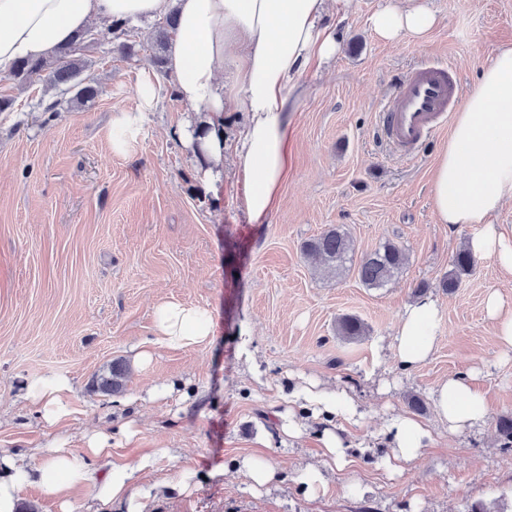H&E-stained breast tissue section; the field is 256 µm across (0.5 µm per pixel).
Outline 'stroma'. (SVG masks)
<instances>
[{
	"mask_svg": "<svg viewBox=\"0 0 512 512\" xmlns=\"http://www.w3.org/2000/svg\"><path fill=\"white\" fill-rule=\"evenodd\" d=\"M388 0H351L340 48L328 64L306 71L293 101V163L283 204L263 223L243 209L244 179L224 155L222 189L204 192L197 163L179 137L186 105L161 80L160 102L145 113L134 141L114 149L113 119L138 109L137 75L151 68L154 21L132 23L138 56L113 50L110 25H92L84 50L94 100L47 111L57 91L47 82L0 78L13 109L0 112V450L35 453L61 440L79 449L106 422L124 420L130 437L114 436L115 453L149 455L148 483L199 475L184 495H160L152 512H473L512 497V447L497 431L512 418V353L503 354L485 310L499 290L512 310V274L478 258L458 288L440 283L476 225L438 223L430 182L448 142L439 133L408 162L383 141L380 103L414 67L453 61L463 89L477 81L496 50L512 44V0H427L439 25L424 39H380L370 17ZM333 225L345 228L357 254L390 240L408 258L383 288L355 274L327 278L301 251ZM441 314L432 359L402 370L391 347L405 308L420 295ZM180 301L208 307L211 342L156 349L145 369L132 352L154 336L156 307ZM357 316L366 336H338L340 317ZM252 322V360L239 353L240 323ZM127 364L122 392L96 386L111 363ZM488 404L482 427L448 431L431 389L462 367ZM73 383L70 414L47 422L21 399L25 383L48 375ZM318 379L346 390L363 418L345 426L346 467L326 470L328 490L305 494L294 465L320 459L321 425L283 444L277 385ZM178 383L168 399L151 389ZM420 406H413V399ZM399 414L418 415L434 444L402 472L388 473L380 429ZM265 444H258L259 431ZM260 453L282 482L252 493L246 477L209 478V464Z\"/></svg>",
	"mask_w": 512,
	"mask_h": 512,
	"instance_id": "obj_1",
	"label": "stroma"
}]
</instances>
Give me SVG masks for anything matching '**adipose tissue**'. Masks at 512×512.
<instances>
[{"label":"adipose tissue","mask_w":512,"mask_h":512,"mask_svg":"<svg viewBox=\"0 0 512 512\" xmlns=\"http://www.w3.org/2000/svg\"><path fill=\"white\" fill-rule=\"evenodd\" d=\"M326 0H0V75L10 73L16 61L53 55L85 31L92 21H135L175 13L179 26L168 67L175 76V92L193 112L181 134L193 147L202 180L211 181L224 164L226 104L246 112L247 122L236 150L238 171L247 181L245 210L262 223L277 210L291 164L292 92L312 64L332 58L338 47V27L326 23ZM438 23L423 0H391L372 18L374 31L392 41L405 36L421 39ZM232 66L237 82L225 91L219 76ZM137 95L139 109L116 120L129 137H136L143 113L156 108L158 83L151 70H141ZM431 198L438 223L475 224L479 230L467 242L476 256L489 257L512 271V233L491 223L490 217L512 201V46L500 48L482 68L455 113L448 143L442 150L431 181ZM155 340L165 348H189L211 341V311L199 305L166 302L155 309ZM440 313L434 301L422 298L408 305L399 319L392 348L404 370L425 365L438 340ZM472 372L440 380L431 395L449 431L483 426L488 416L485 397L473 384ZM73 389L69 379L52 375L29 385L28 403L39 406L48 418L68 413ZM288 404L282 430L300 437L304 413L322 422L323 466L348 463L334 420L357 424L360 413L353 397L342 389L328 390L318 382L283 389ZM390 455L386 466L399 471L416 462L433 442L426 426L414 416L392 418L383 430ZM111 458L107 470L96 461ZM153 466L151 457L130 462L112 452V434L88 436L85 448L75 451L60 443L42 449L38 464L16 455L0 454V512H18L19 493L38 487L55 499L59 512H147L149 500L133 484ZM323 466L309 465L296 473L308 492L324 488ZM234 468L249 481L252 491L269 488L278 469L268 459L247 455L210 466V475ZM86 487L93 495L77 508L69 493Z\"/></svg>","instance_id":"ef3b65f1"}]
</instances>
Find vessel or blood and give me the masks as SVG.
I'll return each mask as SVG.
<instances>
[{"instance_id": "1", "label": "vessel or blood", "mask_w": 512, "mask_h": 512, "mask_svg": "<svg viewBox=\"0 0 512 512\" xmlns=\"http://www.w3.org/2000/svg\"><path fill=\"white\" fill-rule=\"evenodd\" d=\"M459 96L452 64H422L401 77L380 104L378 131L401 156L415 159L421 143L443 129Z\"/></svg>"}]
</instances>
